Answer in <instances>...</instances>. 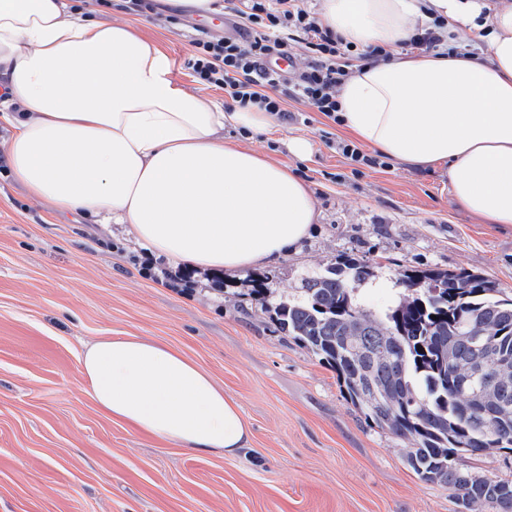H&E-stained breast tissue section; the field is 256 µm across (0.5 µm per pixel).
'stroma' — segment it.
<instances>
[{
  "instance_id": "obj_1",
  "label": "stroma",
  "mask_w": 512,
  "mask_h": 512,
  "mask_svg": "<svg viewBox=\"0 0 512 512\" xmlns=\"http://www.w3.org/2000/svg\"><path fill=\"white\" fill-rule=\"evenodd\" d=\"M136 14L100 6L171 58L173 79L198 92L184 62L192 16L154 0ZM302 121L269 134L228 127L225 139L286 165L320 212L308 237L259 272L192 269L156 256L127 232L61 215L0 168V512H458L446 486L420 481L407 445L365 420L335 371L285 335L250 295L270 300L344 256L373 278L355 295L374 311L399 298L408 269L478 270L512 294V224L462 209L448 168L352 167L327 146L347 130L289 102ZM313 146L305 159L292 138ZM142 336L207 371L242 407L251 444L234 455L198 453L112 420L81 372L87 343Z\"/></svg>"
}]
</instances>
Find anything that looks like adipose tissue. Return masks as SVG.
Wrapping results in <instances>:
<instances>
[{
    "label": "adipose tissue",
    "instance_id": "adipose-tissue-1",
    "mask_svg": "<svg viewBox=\"0 0 512 512\" xmlns=\"http://www.w3.org/2000/svg\"><path fill=\"white\" fill-rule=\"evenodd\" d=\"M324 25L357 47L392 49L341 85L344 126L411 166L447 164L454 195L512 224V0H321ZM467 30L477 54L405 51L434 19ZM0 158L35 198L125 224L176 263L214 271L276 263L318 213L287 167L224 139L269 128L257 108L221 110L172 77V61L126 23L73 16L67 0H0ZM92 399L132 430L197 452L236 454L240 405L174 347L139 336L89 343Z\"/></svg>",
    "mask_w": 512,
    "mask_h": 512
}]
</instances>
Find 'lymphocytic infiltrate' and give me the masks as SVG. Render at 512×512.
Instances as JSON below:
<instances>
[{
  "mask_svg": "<svg viewBox=\"0 0 512 512\" xmlns=\"http://www.w3.org/2000/svg\"><path fill=\"white\" fill-rule=\"evenodd\" d=\"M237 19L233 35L202 34L193 42L186 66L202 88L224 92L226 110L258 107L282 121L295 120L287 99L301 102L330 121H338V89L353 72L354 61L367 64L390 59L384 47L359 53L324 26L307 0H227ZM303 43L308 62L286 75L273 60L291 56Z\"/></svg>",
  "mask_w": 512,
  "mask_h": 512,
  "instance_id": "1",
  "label": "lymphocytic infiltrate"
}]
</instances>
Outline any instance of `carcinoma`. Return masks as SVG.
Instances as JSON below:
<instances>
[{
	"label": "carcinoma",
	"mask_w": 512,
	"mask_h": 512,
	"mask_svg": "<svg viewBox=\"0 0 512 512\" xmlns=\"http://www.w3.org/2000/svg\"><path fill=\"white\" fill-rule=\"evenodd\" d=\"M372 277L369 265L346 257L272 305L261 288L253 296L281 331L336 371L369 423L407 442V463L421 480L448 486L467 512H512L511 480H475L461 463L464 455L512 452V369L496 364L512 359V297L479 272L406 270L398 303L375 314L354 296ZM470 335L480 337L503 405L483 400L468 381Z\"/></svg>",
	"instance_id": "carcinoma-1"
}]
</instances>
